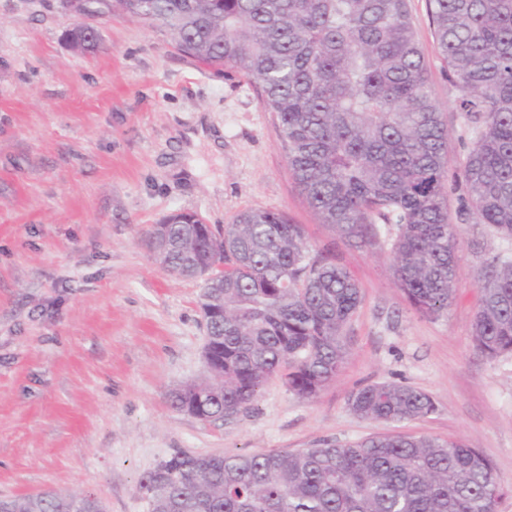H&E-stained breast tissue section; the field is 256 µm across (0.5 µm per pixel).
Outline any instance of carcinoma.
I'll return each instance as SVG.
<instances>
[{
  "label": "carcinoma",
  "instance_id": "cac0c4a2",
  "mask_svg": "<svg viewBox=\"0 0 512 512\" xmlns=\"http://www.w3.org/2000/svg\"><path fill=\"white\" fill-rule=\"evenodd\" d=\"M84 9L135 18L185 55L257 83L289 172L320 222L365 247L391 226L395 285L416 314H448L460 247L448 214L449 132L407 0H84ZM428 14L471 135L457 213L512 240V0H428ZM67 40L86 52L100 35L77 24ZM161 224L163 267L194 278L221 264L224 278L202 284L207 376L171 393L173 409L200 400L207 418L227 420L275 376L312 399L339 374L362 294L334 250L271 210L237 214L217 243L191 234L186 213ZM470 338L489 359L512 355L509 253L480 272ZM349 406L378 422L435 411L426 392L391 382L357 389ZM136 493L147 512H497L512 490L462 440L376 434L292 452H177L145 472ZM92 508L56 490L0 499V512Z\"/></svg>",
  "mask_w": 512,
  "mask_h": 512
}]
</instances>
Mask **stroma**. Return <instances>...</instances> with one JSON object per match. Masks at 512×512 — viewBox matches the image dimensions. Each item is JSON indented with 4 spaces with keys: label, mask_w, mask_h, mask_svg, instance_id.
Returning <instances> with one entry per match:
<instances>
[{
    "label": "stroma",
    "mask_w": 512,
    "mask_h": 512,
    "mask_svg": "<svg viewBox=\"0 0 512 512\" xmlns=\"http://www.w3.org/2000/svg\"><path fill=\"white\" fill-rule=\"evenodd\" d=\"M408 5L451 133L453 212L470 138L426 0ZM77 21L60 0H0V497L89 492L106 512H146L137 484L176 451L289 452L374 433L465 440L512 486V356L486 358L470 339L476 274L512 242L462 224L453 306L416 315L393 282L390 236L360 248L320 223L255 83L128 16L102 22L95 52L75 51L64 34ZM200 125L221 151L201 147L191 174L183 135ZM248 208L335 244L363 301L343 370L316 398L275 377L247 411L203 422L169 402L206 374L201 283L167 272L147 232L176 211L220 231ZM384 381L423 389L435 412L409 423L355 415L350 392Z\"/></svg>",
    "instance_id": "35a3bbf8"
}]
</instances>
